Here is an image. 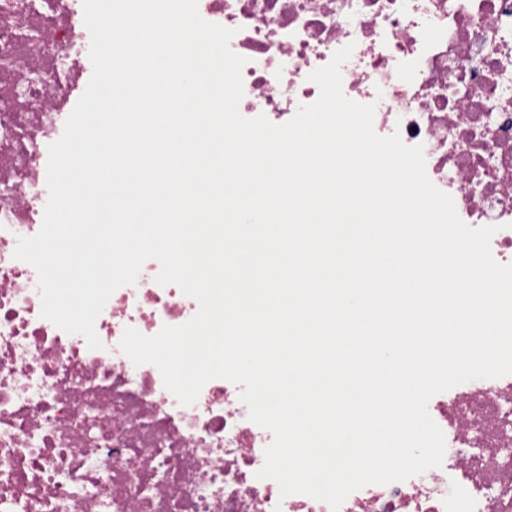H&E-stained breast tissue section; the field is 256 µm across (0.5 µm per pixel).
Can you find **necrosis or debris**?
I'll list each match as a JSON object with an SVG mask.
<instances>
[{
    "mask_svg": "<svg viewBox=\"0 0 512 512\" xmlns=\"http://www.w3.org/2000/svg\"><path fill=\"white\" fill-rule=\"evenodd\" d=\"M246 58L242 116L289 121L316 101L312 71L352 45L344 94L374 129L422 145L430 180L472 228L498 225L512 263V0H198ZM82 0H0V512H512V375L435 395L441 467L369 484L339 510L257 478L273 436L241 387L213 379L181 404L134 365L126 328L156 335L198 302L160 285L157 260L96 320L101 348L41 315L38 275L14 258L48 200V147L90 74Z\"/></svg>",
    "mask_w": 512,
    "mask_h": 512,
    "instance_id": "1",
    "label": "necrosis or debris"
}]
</instances>
